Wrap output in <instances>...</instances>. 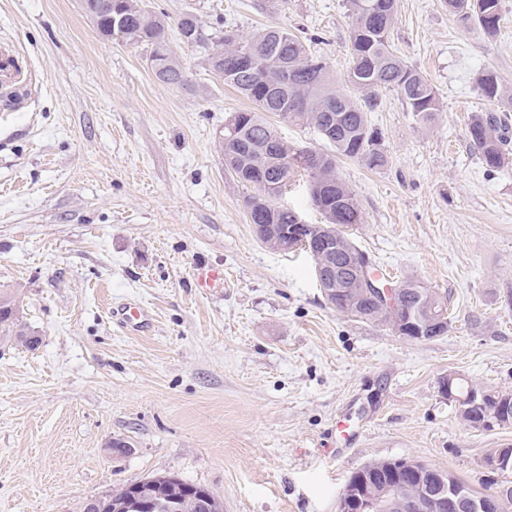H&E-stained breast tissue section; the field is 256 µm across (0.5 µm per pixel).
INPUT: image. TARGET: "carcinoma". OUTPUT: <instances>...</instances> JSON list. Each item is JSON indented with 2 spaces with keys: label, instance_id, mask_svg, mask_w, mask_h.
<instances>
[{
  "label": "carcinoma",
  "instance_id": "1",
  "mask_svg": "<svg viewBox=\"0 0 512 512\" xmlns=\"http://www.w3.org/2000/svg\"><path fill=\"white\" fill-rule=\"evenodd\" d=\"M444 5L489 36L499 30L501 0H444ZM348 11L353 25L345 90L336 88L328 62L284 28L270 25L247 38L226 34L209 47L203 32L184 25V19L193 14H184L177 21L181 42L204 48L212 73L253 104L252 110L231 116L219 137L224 171L254 189L246 200L250 223L280 228L297 223L296 212L279 199L297 170H304L311 203L325 219V223L314 225L320 263L333 269L350 260L370 264L368 255L345 234L346 228L363 223L364 217L355 194L337 172V161L349 158L370 170L388 165L381 137L367 117L377 106L378 92L395 91L423 125L441 111L435 87L393 49L396 0H348ZM120 12L125 25L121 40L150 48L151 69L159 82L183 84V68L169 44L165 18L146 9L141 0H123ZM476 86L496 111L472 113L466 137L482 165L496 171L505 166L509 143V126L498 113L512 111V87L491 69L478 75ZM265 112L284 123L314 128L326 147L300 149L289 144L264 119ZM324 297L343 315L385 325L394 332L421 321L448 320V303L413 278L394 288L395 306L378 305L366 297L364 281L354 267L345 270L336 288ZM14 305V297L0 294V339L23 344L27 330ZM397 463L396 459L368 463L350 475L347 485L354 487L366 479L376 484L404 481L402 491L384 501L383 512H408L409 500L441 491L443 478L468 497L476 494L468 484L432 466L419 478L406 473L399 476Z\"/></svg>",
  "mask_w": 512,
  "mask_h": 512
}]
</instances>
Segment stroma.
<instances>
[{
  "label": "stroma",
  "mask_w": 512,
  "mask_h": 512,
  "mask_svg": "<svg viewBox=\"0 0 512 512\" xmlns=\"http://www.w3.org/2000/svg\"><path fill=\"white\" fill-rule=\"evenodd\" d=\"M205 34L279 25L336 81L349 65L346 0H145ZM495 36L442 0H397L394 49L437 90L434 122L380 91L371 124L389 157L339 163L363 223L349 236L397 279L448 300L447 335L407 340L338 313L302 250L258 241L218 136L250 109L203 49L170 41L188 82L160 83L144 46L102 38L81 0H0V47L27 80L0 114V293L36 349L0 342V512H83L123 484L173 475L224 512H336L353 471L407 457L490 493L512 427H468L439 382L512 392V164L489 172L466 139L484 69L512 85V0ZM224 270L213 293L193 270ZM143 302L150 332L111 311ZM129 442V454L110 444Z\"/></svg>",
  "instance_id": "35a3bbf8"
}]
</instances>
